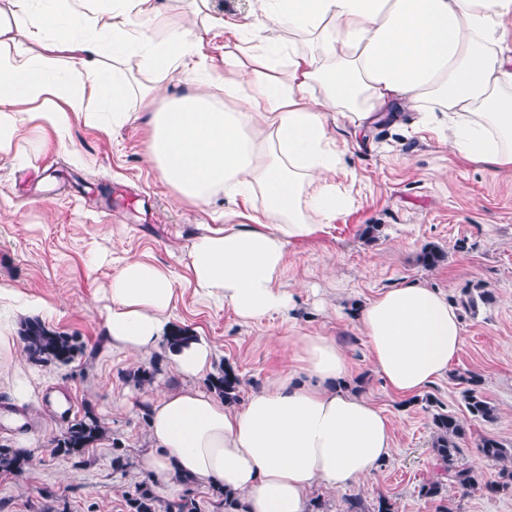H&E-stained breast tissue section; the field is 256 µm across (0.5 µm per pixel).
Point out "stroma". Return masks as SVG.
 I'll return each mask as SVG.
<instances>
[{
  "instance_id": "stroma-1",
  "label": "stroma",
  "mask_w": 512,
  "mask_h": 512,
  "mask_svg": "<svg viewBox=\"0 0 512 512\" xmlns=\"http://www.w3.org/2000/svg\"><path fill=\"white\" fill-rule=\"evenodd\" d=\"M20 137L39 148L20 166L0 160V289L39 297L40 320L75 336L84 352L66 366L17 360L38 377L40 405L31 414L46 443L30 451L23 476L0 473V512H133L138 488L152 484L139 462L149 446L139 404L184 380L166 347L136 360L106 338L112 265L127 257L176 278L174 325L213 346L212 373L232 370L241 397L262 390L287 366L286 336L308 332L336 341L352 369L346 390L391 419L393 453L373 477L343 488L316 486L309 498L325 501L329 512H340L347 498L372 504L382 495L395 512H438L437 503L418 495L435 471L425 403L464 414L460 377L468 372L481 376L496 418L472 425L459 461L474 469L481 486L496 479L497 464L483 460L477 444L491 435L512 445V173L461 161L433 132L413 129L411 116L374 127L349 144V173L337 178L353 206L317 239L287 249L294 285L288 315L245 324L229 307L200 300L188 284L189 243L198 225L227 209L226 198L216 194L207 208L176 203L143 160V121L111 130L73 120L70 153L36 120L24 124ZM427 246L445 254L436 268L418 262ZM409 282L439 289L454 304L477 283L491 298L461 311V349L448 375L423 394L399 397L371 365L355 313L377 292ZM154 365L160 371L152 381L135 382L134 372ZM55 391L64 394L70 418L89 409L108 429L84 460L55 456L48 445L64 426L50 408Z\"/></svg>"
}]
</instances>
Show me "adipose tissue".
Segmentation results:
<instances>
[{
    "label": "adipose tissue",
    "instance_id": "obj_1",
    "mask_svg": "<svg viewBox=\"0 0 512 512\" xmlns=\"http://www.w3.org/2000/svg\"><path fill=\"white\" fill-rule=\"evenodd\" d=\"M253 14L231 24L211 0H187L182 16L164 15L160 0H0V160L27 157L26 104L67 151L72 117L110 128L144 118V158L178 202L206 206L221 191L233 205L265 203V221L201 225L187 252L194 290L246 323L288 312L287 245L348 208L336 177L349 140L411 112L463 159L512 171V0H254ZM154 19L162 36L143 27ZM218 38L216 63L205 47ZM131 54L149 81L128 73ZM170 75L180 95L168 92ZM134 95L143 113L130 110ZM175 295L167 271L124 259L109 288L113 346L151 355ZM356 320L375 371L402 397L443 378L462 344L447 295L418 283L376 294ZM291 345L295 366L241 407L200 387L150 398L142 465L157 487L173 495L190 479L241 494L246 512H306L317 484L377 473L391 455L390 420L341 390L349 363L332 339L304 333ZM170 357L196 378L213 347L193 338ZM7 381L16 410L0 422L20 448L40 447L24 413L35 387L21 371Z\"/></svg>",
    "mask_w": 512,
    "mask_h": 512
}]
</instances>
